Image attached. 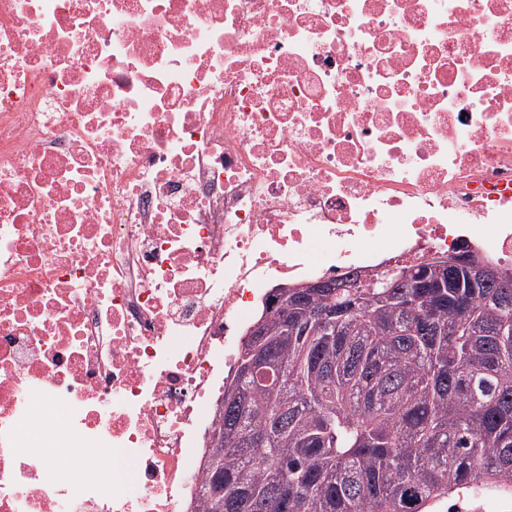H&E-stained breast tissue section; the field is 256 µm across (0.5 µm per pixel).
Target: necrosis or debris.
<instances>
[{
	"instance_id": "necrosis-or-debris-1",
	"label": "necrosis or debris",
	"mask_w": 512,
	"mask_h": 512,
	"mask_svg": "<svg viewBox=\"0 0 512 512\" xmlns=\"http://www.w3.org/2000/svg\"><path fill=\"white\" fill-rule=\"evenodd\" d=\"M464 244L512 0H0V512H194L271 281Z\"/></svg>"
}]
</instances>
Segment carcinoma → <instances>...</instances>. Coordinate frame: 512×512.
<instances>
[{
  "label": "carcinoma",
  "instance_id": "obj_1",
  "mask_svg": "<svg viewBox=\"0 0 512 512\" xmlns=\"http://www.w3.org/2000/svg\"><path fill=\"white\" fill-rule=\"evenodd\" d=\"M403 267L289 299L288 335L244 338L196 512H431L512 491V271ZM334 315V335L304 320Z\"/></svg>",
  "mask_w": 512,
  "mask_h": 512
}]
</instances>
